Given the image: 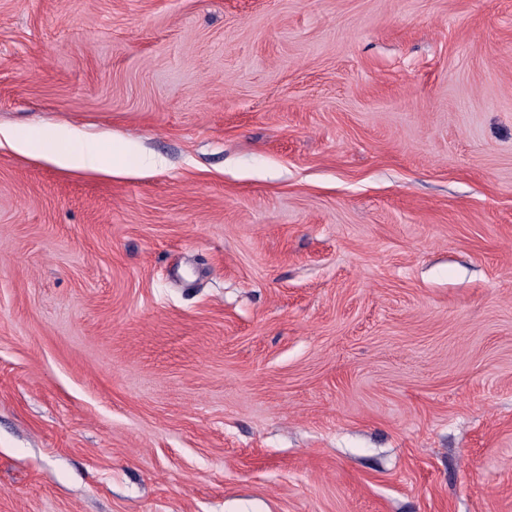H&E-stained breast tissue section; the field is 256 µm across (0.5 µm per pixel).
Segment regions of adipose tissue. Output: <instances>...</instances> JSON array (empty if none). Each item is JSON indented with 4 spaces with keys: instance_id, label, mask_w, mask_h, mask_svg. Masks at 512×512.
<instances>
[{
    "instance_id": "1",
    "label": "adipose tissue",
    "mask_w": 512,
    "mask_h": 512,
    "mask_svg": "<svg viewBox=\"0 0 512 512\" xmlns=\"http://www.w3.org/2000/svg\"><path fill=\"white\" fill-rule=\"evenodd\" d=\"M0 140L8 142L21 155L41 154L55 166L72 171H82L102 176L120 173L123 167L112 154L93 145L74 146L61 136L28 129L14 131L0 128Z\"/></svg>"
}]
</instances>
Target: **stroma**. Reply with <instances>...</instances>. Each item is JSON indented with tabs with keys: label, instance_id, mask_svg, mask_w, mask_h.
<instances>
[{
	"label": "stroma",
	"instance_id": "1",
	"mask_svg": "<svg viewBox=\"0 0 512 512\" xmlns=\"http://www.w3.org/2000/svg\"><path fill=\"white\" fill-rule=\"evenodd\" d=\"M0 512H512V0H0ZM71 138L51 136L36 129L14 131L0 127V145L2 139L21 155L37 154L55 166L72 171H82L106 177L122 172L123 167L112 153L93 146L72 145Z\"/></svg>",
	"mask_w": 512,
	"mask_h": 512
}]
</instances>
